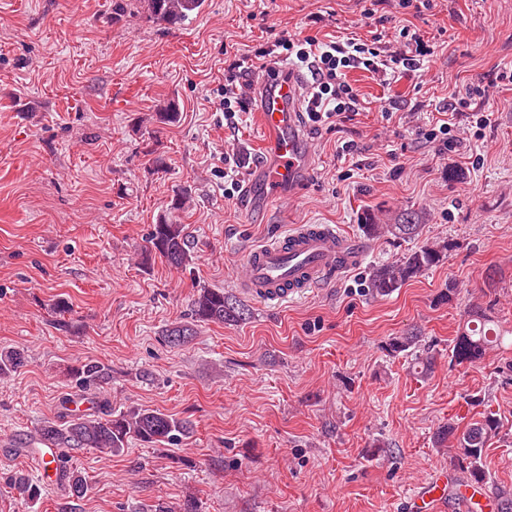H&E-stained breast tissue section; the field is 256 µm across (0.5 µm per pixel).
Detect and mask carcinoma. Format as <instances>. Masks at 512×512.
<instances>
[{
	"mask_svg": "<svg viewBox=\"0 0 512 512\" xmlns=\"http://www.w3.org/2000/svg\"><path fill=\"white\" fill-rule=\"evenodd\" d=\"M203 3L204 0H112V14H142L154 23L176 26L198 12ZM361 228L367 237L391 235L411 238L419 232V216L403 213L395 216L391 224H378L367 214ZM148 243L149 247L142 253L145 261L153 253L175 269H183L192 261V246L184 225L173 223L165 217L153 225ZM450 247L452 244L447 242L424 245L393 264L376 265L370 271L368 287L373 293L386 296L407 281L437 266L444 260ZM488 311L489 308L480 306L467 311L468 321L454 339L450 362L458 365L475 362L483 358L492 344L499 340V333ZM245 316V306L224 294L222 289L204 288L192 303L191 318L198 323L239 322ZM193 335L192 326L179 324L167 329L164 339L178 346L188 342ZM386 351L391 355L402 353L412 356L413 365L423 376L431 374L434 369V356L426 350L422 337L416 334L392 337L386 344ZM24 363L25 356L21 350H1L0 377L18 370ZM74 375L82 385L100 384L109 379V372L96 363H86L76 368ZM501 427V419L497 414L487 412L463 430L452 419L437 428L435 446L455 449L451 463L465 474L460 485L480 489L488 484L482 456L489 443L498 437ZM193 431V424L187 419H177L153 409H132L116 414L108 409V403L105 402L99 415L72 417L59 425L48 423L42 426L40 440L46 446L59 449L92 448L101 453L113 454L125 448L131 439L153 447L176 445ZM60 461L59 479L68 486L69 496L76 499L84 497L88 491L86 479L69 466L68 458L62 457ZM3 481L26 502H35L40 497V486L23 474H8L3 477Z\"/></svg>",
	"mask_w": 512,
	"mask_h": 512,
	"instance_id": "1",
	"label": "carcinoma"
}]
</instances>
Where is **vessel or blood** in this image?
Wrapping results in <instances>:
<instances>
[{
    "mask_svg": "<svg viewBox=\"0 0 512 512\" xmlns=\"http://www.w3.org/2000/svg\"><path fill=\"white\" fill-rule=\"evenodd\" d=\"M307 92L297 66H281L270 85L256 93L259 122L265 135L266 161L253 169L246 194L268 201L273 191L297 188L312 169V147L301 112ZM367 247L330 224L300 225L288 235L255 245L247 272L236 282L246 295L263 305H278L335 280L358 266ZM448 493L444 475L433 476L413 500L411 512H443Z\"/></svg>",
    "mask_w": 512,
    "mask_h": 512,
    "instance_id": "obj_1",
    "label": "vessel or blood"
}]
</instances>
